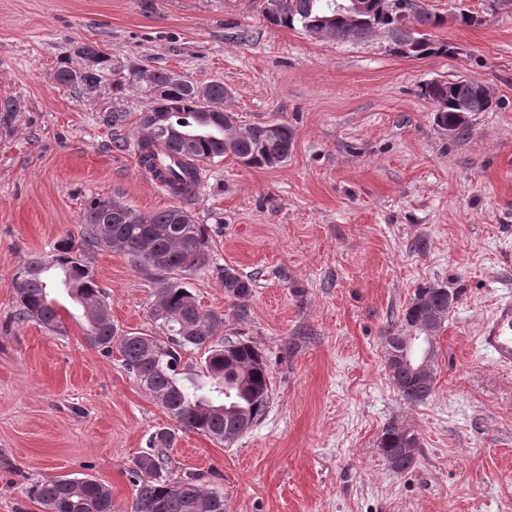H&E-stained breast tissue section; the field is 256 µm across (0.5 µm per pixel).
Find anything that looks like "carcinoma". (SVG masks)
I'll return each mask as SVG.
<instances>
[{
    "label": "carcinoma",
    "instance_id": "1",
    "mask_svg": "<svg viewBox=\"0 0 512 512\" xmlns=\"http://www.w3.org/2000/svg\"><path fill=\"white\" fill-rule=\"evenodd\" d=\"M338 0H281L277 13L267 4L261 13L272 26L310 32L328 28L330 37L346 40L355 26L359 40L377 30L389 37L392 50L416 58L447 56L454 47L435 39L432 30L446 23L444 16L425 7L415 9L412 0H367L365 12L352 17L336 9ZM83 54L95 59L83 72L61 68L63 85H95L107 70L104 57L87 45ZM144 81L151 107L141 117L137 132L138 162L154 178L163 181L171 194L191 200L199 185V166L213 159L233 157L253 168H273L287 161L294 141L285 122L258 123L235 132L233 112L201 118L209 104H224V83L197 84L169 71L156 70L135 81ZM422 95L434 105V122L444 129L456 126L457 105L467 103L485 112L492 101L482 97L477 83L468 80L427 82ZM224 233L222 224H200L182 206H168L143 214L116 198L96 197L82 215L78 238L68 237L54 245L52 255L35 254L16 273L15 319L34 321L47 332L64 331L61 306L53 297L61 292L82 312L89 343L104 354L117 347L123 365L139 385L177 423L151 438L153 452L135 461L132 470L135 497L131 512H224V495L205 490L198 478L174 480L164 475L168 450L176 432L189 430L224 443H232L242 424H256L266 414L270 399V374L263 354L248 341L224 339V317L203 310L185 276L210 266L212 245ZM118 249L128 255L154 284V322L161 335L118 330L112 323L108 297L98 285L91 266L92 255ZM217 275L230 296L240 299L251 293L252 281L232 268L219 267ZM415 302L406 306L403 321L427 336H434L448 317V302L458 294L442 285L417 289ZM202 349L201 373L181 369L183 351ZM400 396L419 404L434 393L433 372L407 364L388 369ZM414 431L394 419L384 426L379 448L392 470L413 467L416 449L407 447ZM30 495L43 512H113L112 493L89 477L62 476L31 486Z\"/></svg>",
    "mask_w": 512,
    "mask_h": 512
}]
</instances>
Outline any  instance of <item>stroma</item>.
Segmentation results:
<instances>
[{
    "mask_svg": "<svg viewBox=\"0 0 512 512\" xmlns=\"http://www.w3.org/2000/svg\"><path fill=\"white\" fill-rule=\"evenodd\" d=\"M426 3L447 16L434 36L454 54L405 57L382 36L316 39L268 24L259 0H0V104H15L0 120V512H41L28 488L63 475L94 477L115 512H130L135 460L174 425L119 353L88 342L80 315L65 316L62 334L15 322L12 288L31 255L77 234L92 198L146 215L174 205L138 164L143 84L112 87L163 69L223 82L242 124L294 131L276 167L227 157L201 168L188 208L224 233L212 268L187 284L223 314L225 336L264 353L272 391L232 444L178 433L168 476L201 474L224 512H512V369L477 341L512 302V4ZM462 11L481 24H461ZM87 44L110 73L90 88L60 84L59 68H84ZM462 79L486 85L493 108L458 138L434 124L420 88ZM219 266L251 278L250 295L225 294ZM93 267L118 329L151 332L148 276L115 249ZM429 283L458 300L435 339V392L410 404L385 346ZM394 419L419 438L403 473L378 447Z\"/></svg>",
    "mask_w": 512,
    "mask_h": 512,
    "instance_id": "stroma-1",
    "label": "stroma"
}]
</instances>
